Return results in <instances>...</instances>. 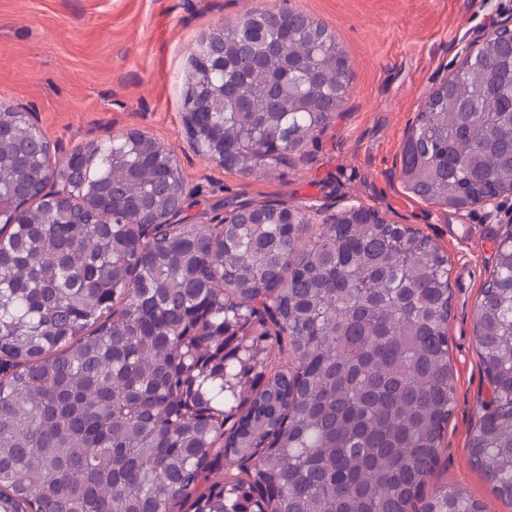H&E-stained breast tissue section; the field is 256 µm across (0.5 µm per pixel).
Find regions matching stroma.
Here are the masks:
<instances>
[{
	"label": "stroma",
	"instance_id": "1",
	"mask_svg": "<svg viewBox=\"0 0 512 512\" xmlns=\"http://www.w3.org/2000/svg\"><path fill=\"white\" fill-rule=\"evenodd\" d=\"M309 14L331 31L351 74L345 101L318 139L267 177L201 158L184 121L191 57L201 37L253 10ZM512 16V0H0V105L22 108L61 158L139 130L169 149L191 197L188 222L214 224L230 202L282 201L338 212L351 205L431 236L448 257L450 360L457 404L427 490L451 483L486 512H512L472 468L467 450L491 385L475 336L497 244L512 234L479 207L457 213L415 197L401 150L427 92L456 67V44Z\"/></svg>",
	"mask_w": 512,
	"mask_h": 512
}]
</instances>
